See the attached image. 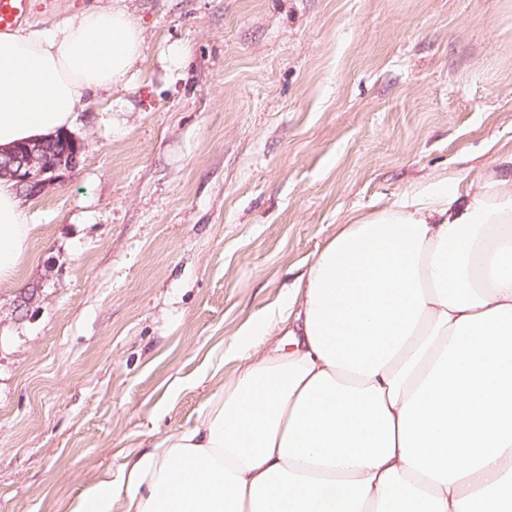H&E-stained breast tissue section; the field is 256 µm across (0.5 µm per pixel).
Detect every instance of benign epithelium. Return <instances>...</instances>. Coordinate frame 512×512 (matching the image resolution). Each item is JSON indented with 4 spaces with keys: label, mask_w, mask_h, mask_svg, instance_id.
Masks as SVG:
<instances>
[{
    "label": "benign epithelium",
    "mask_w": 512,
    "mask_h": 512,
    "mask_svg": "<svg viewBox=\"0 0 512 512\" xmlns=\"http://www.w3.org/2000/svg\"><path fill=\"white\" fill-rule=\"evenodd\" d=\"M58 141L65 146V152L61 155L46 160L36 155V151L30 149L25 153L5 154L6 160L0 161V178L13 181L20 191H30L35 196L53 179L59 177V173L76 166L78 160L79 140L69 133L60 135Z\"/></svg>",
    "instance_id": "benign-epithelium-1"
}]
</instances>
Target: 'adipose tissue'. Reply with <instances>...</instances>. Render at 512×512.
Here are the masks:
<instances>
[{"label":"adipose tissue","instance_id":"obj_1","mask_svg":"<svg viewBox=\"0 0 512 512\" xmlns=\"http://www.w3.org/2000/svg\"><path fill=\"white\" fill-rule=\"evenodd\" d=\"M126 7L0 35V153L69 130L83 93L132 79ZM34 227L0 179V286ZM284 336L267 352L257 341ZM190 427L67 512H512V169L420 183L358 215Z\"/></svg>","mask_w":512,"mask_h":512}]
</instances>
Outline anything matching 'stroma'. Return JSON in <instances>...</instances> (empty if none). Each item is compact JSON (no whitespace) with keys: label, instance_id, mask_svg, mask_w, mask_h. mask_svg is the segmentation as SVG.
<instances>
[{"label":"stroma","instance_id":"1","mask_svg":"<svg viewBox=\"0 0 512 512\" xmlns=\"http://www.w3.org/2000/svg\"><path fill=\"white\" fill-rule=\"evenodd\" d=\"M112 3L33 0L26 23ZM124 4L135 78L84 95L79 163L24 198L0 286V512H66L191 426L349 216L512 151V0Z\"/></svg>","mask_w":512,"mask_h":512}]
</instances>
